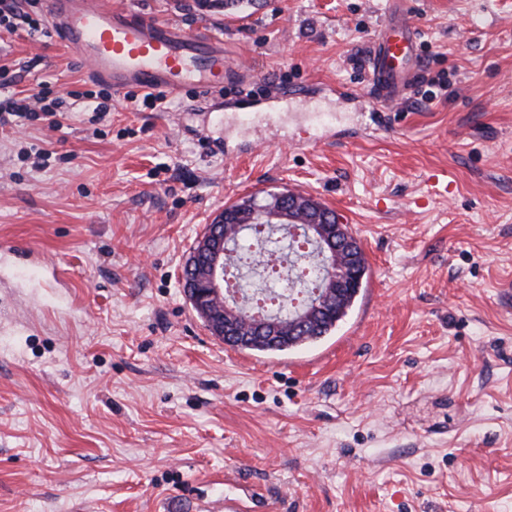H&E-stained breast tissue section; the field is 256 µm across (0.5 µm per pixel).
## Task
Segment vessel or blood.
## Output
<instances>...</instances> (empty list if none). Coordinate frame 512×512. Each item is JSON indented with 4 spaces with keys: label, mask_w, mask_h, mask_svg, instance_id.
<instances>
[{
    "label": "vessel or blood",
    "mask_w": 512,
    "mask_h": 512,
    "mask_svg": "<svg viewBox=\"0 0 512 512\" xmlns=\"http://www.w3.org/2000/svg\"><path fill=\"white\" fill-rule=\"evenodd\" d=\"M51 30L88 65L93 80L113 94L137 89L177 96L209 92L240 78L224 59V43L174 23L134 17L111 0H43ZM381 22L369 55L368 107L397 106L414 77L418 27L405 0Z\"/></svg>",
    "instance_id": "vessel-or-blood-1"
}]
</instances>
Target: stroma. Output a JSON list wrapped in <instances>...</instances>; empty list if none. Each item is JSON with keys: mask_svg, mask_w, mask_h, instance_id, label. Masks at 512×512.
<instances>
[{"mask_svg": "<svg viewBox=\"0 0 512 512\" xmlns=\"http://www.w3.org/2000/svg\"><path fill=\"white\" fill-rule=\"evenodd\" d=\"M116 2L245 75L98 112L57 37L0 30V96L70 105L0 128V512H512V0H414L418 70L377 122L390 0ZM283 91V132L247 123ZM285 188L348 225L365 285L320 341L234 349L183 265Z\"/></svg>", "mask_w": 512, "mask_h": 512, "instance_id": "stroma-1", "label": "stroma"}]
</instances>
